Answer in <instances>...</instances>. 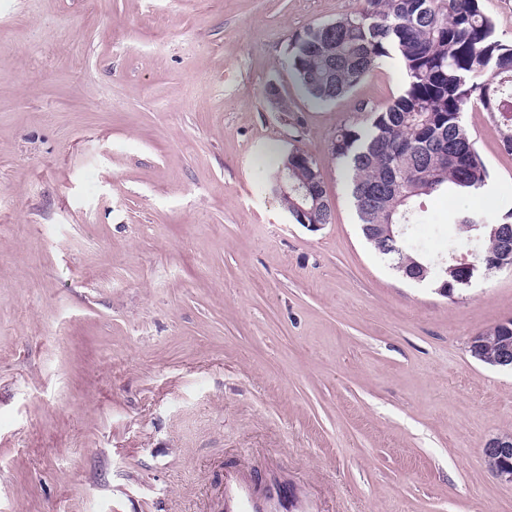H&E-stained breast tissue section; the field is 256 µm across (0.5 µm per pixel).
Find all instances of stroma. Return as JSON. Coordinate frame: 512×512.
Masks as SVG:
<instances>
[{
    "instance_id": "1",
    "label": "stroma",
    "mask_w": 512,
    "mask_h": 512,
    "mask_svg": "<svg viewBox=\"0 0 512 512\" xmlns=\"http://www.w3.org/2000/svg\"><path fill=\"white\" fill-rule=\"evenodd\" d=\"M355 5L0 0V512H224L243 468L308 512H512L481 457L512 372L467 349L512 319V270L451 299L396 275L329 141L400 64L329 104L282 65ZM464 123L489 185L430 199L433 254L449 211L512 208L496 121ZM294 145L335 209L316 231L263 189Z\"/></svg>"
}]
</instances>
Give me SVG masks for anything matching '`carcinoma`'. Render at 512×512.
Listing matches in <instances>:
<instances>
[{
  "mask_svg": "<svg viewBox=\"0 0 512 512\" xmlns=\"http://www.w3.org/2000/svg\"><path fill=\"white\" fill-rule=\"evenodd\" d=\"M393 61L404 71L401 92L362 108L366 122L341 125L329 149L347 173L359 224L381 225L369 241L373 249L390 267L421 263L428 283L448 271L451 298L467 277L453 257L467 254L486 266L500 247L490 229L512 225V208L500 217L453 211L449 223L459 236L436 259L425 255L414 230L425 222L429 197L475 196L488 184L487 165L463 123L467 107L497 120L503 149L512 154V43L497 39L480 0H358L352 12L293 36L284 66L312 100L333 103ZM310 158L295 148L290 189L280 202L299 224H328L326 183ZM297 202L305 209L299 216Z\"/></svg>",
  "mask_w": 512,
  "mask_h": 512,
  "instance_id": "cac0c4a2",
  "label": "carcinoma"
}]
</instances>
